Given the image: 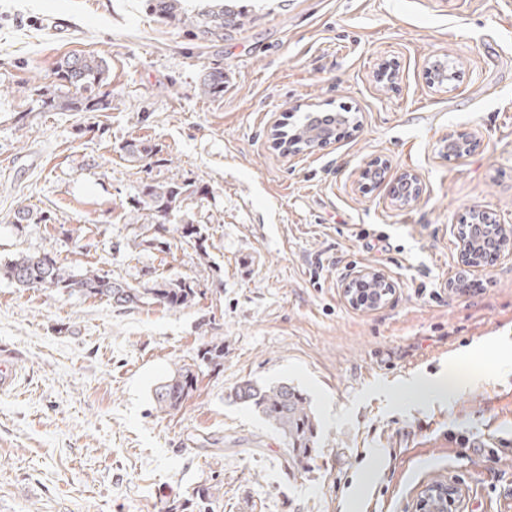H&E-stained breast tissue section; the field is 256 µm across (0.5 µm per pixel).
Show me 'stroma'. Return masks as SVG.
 Here are the masks:
<instances>
[{"instance_id":"1","label":"stroma","mask_w":512,"mask_h":512,"mask_svg":"<svg viewBox=\"0 0 512 512\" xmlns=\"http://www.w3.org/2000/svg\"><path fill=\"white\" fill-rule=\"evenodd\" d=\"M217 47L151 16L144 0H0V264L51 251L131 283L194 278L190 308L118 310L106 301L15 288L0 278V354L18 373L0 391V512H169L219 489L215 512H414L451 480L462 512H512V253L475 271L494 285L450 292L456 232L470 207L512 227V0H244ZM104 58L103 112H44L27 88L69 96L65 56ZM459 80L431 83L435 60ZM221 62L224 96L197 91ZM394 73L381 82V67ZM351 109L340 139L283 154L274 121L309 106ZM461 132L475 152L446 157ZM143 138L161 166L124 156ZM416 173L403 207L363 185L375 161ZM209 190L188 211L209 260L135 249L120 221L141 178ZM50 223L16 233L17 206ZM90 225L88 254L62 227ZM376 270L393 294L374 311L343 294ZM224 339V365L198 371L180 410H156V384ZM459 361L465 391L413 389ZM292 383L319 422L318 451L289 468L278 435L234 397L245 381ZM499 449L489 459L487 449Z\"/></svg>"}]
</instances>
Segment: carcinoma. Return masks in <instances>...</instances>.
Listing matches in <instances>:
<instances>
[{
	"label": "carcinoma",
	"instance_id": "1",
	"mask_svg": "<svg viewBox=\"0 0 512 512\" xmlns=\"http://www.w3.org/2000/svg\"><path fill=\"white\" fill-rule=\"evenodd\" d=\"M147 8L161 22L185 29L199 41L209 37L213 44L224 41V31L243 26L244 14L224 4V0L188 11L181 0H146ZM106 61L92 55H70L64 58L57 71L61 85L75 90L76 97L60 102L52 93H36V102L43 110L51 111L67 108L74 112H103L110 106L107 96L96 92L107 79ZM433 77L444 86L456 81V68L448 63H438L433 68ZM198 91L207 98L224 95V67L210 66L204 73ZM291 136L298 149L315 146L310 138L306 121H300ZM121 150L135 160L152 159L156 156L153 147L142 140L126 142ZM208 194V188L193 180L183 178L159 182L153 179L141 183L134 205L126 210L123 219L129 224L138 223V218L147 215L151 223L140 225L138 246L144 251L156 250L161 253L171 251L173 241L186 245L199 256L209 258L208 235L204 227L185 220L181 224L171 223L194 200H201ZM51 217L27 206L18 207L10 221L19 233L30 224H45ZM481 234L471 236L470 255L472 261L484 258V238L498 236L497 225L484 224ZM0 277L7 279L18 288L29 290L39 284L59 294H75L84 297H98L118 309L137 308L144 304H160L170 309H185L193 306L197 298V284L191 278L159 275L152 284L143 288L126 280L112 277L111 274L93 266L80 270L63 263L51 252L24 253L15 255L0 265ZM366 292V305L374 309L386 300L389 285L371 280L361 284ZM197 366L205 365L213 369L224 363V340L212 336L198 350ZM198 373L191 364H184L172 371L154 389L153 400L160 412H171L182 407L194 392ZM236 399L249 405L282 438L288 451V466L295 468L312 458L317 451L319 424L316 420L307 395L297 386L288 382L258 385L247 381L235 392ZM219 496L208 488L197 490L195 507L198 512H214V503Z\"/></svg>",
	"mask_w": 512,
	"mask_h": 512
}]
</instances>
